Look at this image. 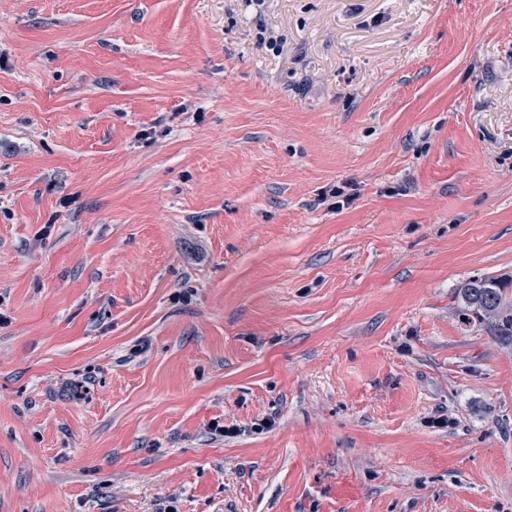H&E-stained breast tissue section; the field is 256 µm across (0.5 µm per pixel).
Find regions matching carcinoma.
Listing matches in <instances>:
<instances>
[{
  "label": "carcinoma",
  "instance_id": "1",
  "mask_svg": "<svg viewBox=\"0 0 512 512\" xmlns=\"http://www.w3.org/2000/svg\"><path fill=\"white\" fill-rule=\"evenodd\" d=\"M512 281L487 275H477L466 280L458 289L459 317L466 323L485 327L490 335L512 342V299L508 288Z\"/></svg>",
  "mask_w": 512,
  "mask_h": 512
}]
</instances>
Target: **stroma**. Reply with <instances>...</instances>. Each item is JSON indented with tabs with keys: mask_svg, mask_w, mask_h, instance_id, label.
<instances>
[{
	"mask_svg": "<svg viewBox=\"0 0 512 512\" xmlns=\"http://www.w3.org/2000/svg\"><path fill=\"white\" fill-rule=\"evenodd\" d=\"M477 274L512 0H0V512H512Z\"/></svg>",
	"mask_w": 512,
	"mask_h": 512,
	"instance_id": "stroma-1",
	"label": "stroma"
}]
</instances>
